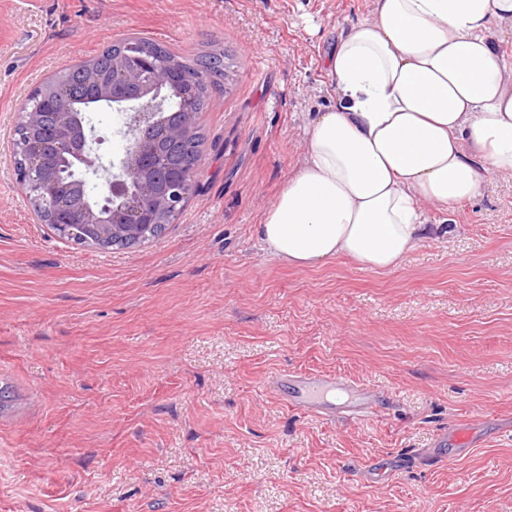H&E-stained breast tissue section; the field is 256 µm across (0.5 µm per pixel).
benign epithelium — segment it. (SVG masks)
Wrapping results in <instances>:
<instances>
[{
    "mask_svg": "<svg viewBox=\"0 0 512 512\" xmlns=\"http://www.w3.org/2000/svg\"><path fill=\"white\" fill-rule=\"evenodd\" d=\"M121 52L137 59L139 67L113 70L112 78L100 83L101 93L97 96V100L113 108L132 113L130 142L120 161L119 173L108 181L107 195L101 200L88 199L78 207L43 210L40 204L46 196L59 191V178L47 174L44 160L36 153L24 151L13 160L16 178L28 188L39 221L53 225L62 238L70 224H88L102 237L118 233L139 236L145 224L173 223L189 194L188 178L173 180L159 193L150 190L154 170L164 165V159L154 150V141L140 134L161 128L157 113L164 109L167 78L155 71V62L137 44L128 41ZM59 137L70 168L68 175L84 180V174L96 169L98 161L87 146L84 129L76 134L63 126Z\"/></svg>",
    "mask_w": 512,
    "mask_h": 512,
    "instance_id": "7a95c632",
    "label": "benign epithelium"
}]
</instances>
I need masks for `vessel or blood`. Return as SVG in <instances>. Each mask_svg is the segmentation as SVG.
<instances>
[{"label": "vessel or blood", "mask_w": 512, "mask_h": 512, "mask_svg": "<svg viewBox=\"0 0 512 512\" xmlns=\"http://www.w3.org/2000/svg\"><path fill=\"white\" fill-rule=\"evenodd\" d=\"M265 386L286 405L308 413L366 420L378 407L373 391L343 376L283 371L268 376Z\"/></svg>", "instance_id": "b4317fda"}]
</instances>
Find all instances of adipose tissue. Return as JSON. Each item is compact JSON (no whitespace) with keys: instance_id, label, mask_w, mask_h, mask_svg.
Here are the masks:
<instances>
[{"instance_id":"ef3b65f1","label":"adipose tissue","mask_w":512,"mask_h":512,"mask_svg":"<svg viewBox=\"0 0 512 512\" xmlns=\"http://www.w3.org/2000/svg\"><path fill=\"white\" fill-rule=\"evenodd\" d=\"M495 26L512 29V0H374L343 29L325 58L336 105L305 128L266 249L299 268L388 270L447 234L426 207L452 212L512 175V61Z\"/></svg>"}]
</instances>
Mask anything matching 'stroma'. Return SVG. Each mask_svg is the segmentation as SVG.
I'll use <instances>...</instances> for the list:
<instances>
[{"mask_svg": "<svg viewBox=\"0 0 512 512\" xmlns=\"http://www.w3.org/2000/svg\"><path fill=\"white\" fill-rule=\"evenodd\" d=\"M372 0H0V512H512V177L387 271L281 262L258 227L335 103L324 58ZM135 35L238 72L201 116L163 236L77 247L37 223L11 141L33 90ZM127 113H88L103 164ZM277 371L384 396L366 421L289 409ZM479 445L433 458L449 424Z\"/></svg>", "mask_w": 512, "mask_h": 512, "instance_id": "stroma-1", "label": "stroma"}]
</instances>
